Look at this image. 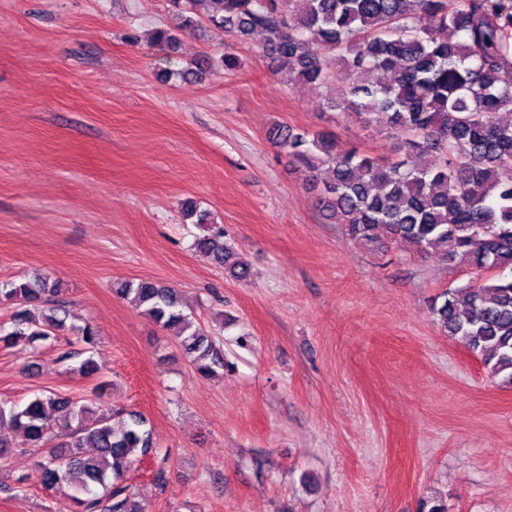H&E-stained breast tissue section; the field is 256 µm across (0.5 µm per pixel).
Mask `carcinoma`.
Returning <instances> with one entry per match:
<instances>
[{
    "label": "carcinoma",
    "instance_id": "cac0c4a2",
    "mask_svg": "<svg viewBox=\"0 0 512 512\" xmlns=\"http://www.w3.org/2000/svg\"><path fill=\"white\" fill-rule=\"evenodd\" d=\"M207 20L248 38L263 35L262 56L288 86L325 89L323 104L378 126L405 158L338 148L331 132L270 133L289 161L305 168L327 219L374 249L400 241L453 266L497 274L450 288L434 308L449 337L477 355L490 375L512 386V0H175L182 29ZM429 155L428 166L409 163ZM203 234L194 248L237 281L249 264L224 246V226L189 201ZM114 294L174 333L200 375L224 372L209 330L184 312L176 289L151 280H117ZM63 282L35 275L0 282V299L18 306L0 344L44 343L66 330ZM89 356L71 372H98V334L75 329ZM107 381L92 399L42 394L19 406L0 401V426L44 449L40 482L69 493L77 512H142L127 474L152 448L138 413L102 405ZM68 440L51 445L57 431Z\"/></svg>",
    "mask_w": 512,
    "mask_h": 512
}]
</instances>
